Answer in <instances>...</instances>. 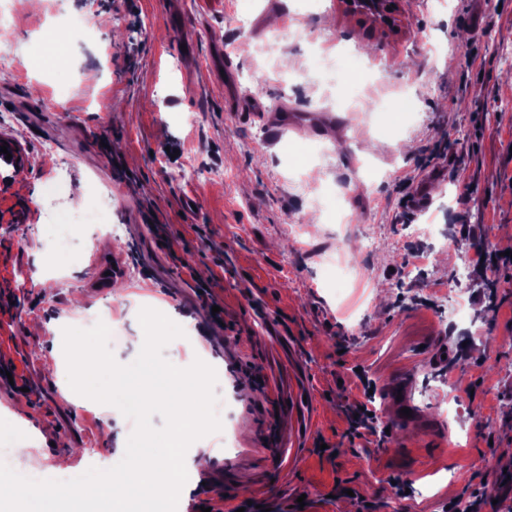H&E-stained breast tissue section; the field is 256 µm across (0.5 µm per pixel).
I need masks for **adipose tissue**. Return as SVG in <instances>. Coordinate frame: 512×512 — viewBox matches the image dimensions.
Masks as SVG:
<instances>
[{"label": "adipose tissue", "mask_w": 512, "mask_h": 512, "mask_svg": "<svg viewBox=\"0 0 512 512\" xmlns=\"http://www.w3.org/2000/svg\"><path fill=\"white\" fill-rule=\"evenodd\" d=\"M142 366L129 365L122 375L94 369L89 391L94 399L111 404L112 417L123 420L128 415L150 416L159 412L168 415L175 426H183L188 417L198 418L199 431L217 427L214 415L206 411L202 383L187 387L181 381L168 378L146 383ZM214 456L213 449H193L187 460H179L177 452L167 448H147L128 441L113 455L111 470L99 479L76 478L66 484L48 480L24 482L14 474L0 472V508L7 512H56L61 503L78 501L106 494L108 512L125 505L131 489L143 480H152L174 500L185 492V468L206 469Z\"/></svg>", "instance_id": "obj_1"}]
</instances>
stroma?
<instances>
[{
	"mask_svg": "<svg viewBox=\"0 0 512 512\" xmlns=\"http://www.w3.org/2000/svg\"><path fill=\"white\" fill-rule=\"evenodd\" d=\"M433 2L401 0L393 31L349 14L342 0H321L314 17L296 0H44L37 10L0 0L14 35L0 67V113H10L7 129L26 152L22 169L0 167V289L14 298L0 306V363L21 385L0 390V424L17 409L47 433L25 453L0 449L10 472L52 474L70 445L77 472L110 468L121 434L166 432L189 450L165 415L118 423L111 405L73 396L74 336L93 339L92 358L116 373L145 354L193 373L197 360L153 340L139 316L153 306L174 335L202 336L200 358L224 372L220 392L204 394L224 400V427L202 435L216 455L188 478L186 512L203 498L225 512L239 494L301 497L306 512H360L365 500L376 512H441L467 489L482 495L483 512H512V489L496 479L512 466V278L498 285L495 313L470 273L459 286L470 320L444 319L457 267L478 248H501L500 232L512 226V85L503 82L512 74V0H444L439 11ZM65 20L93 34L63 58L40 38ZM348 47L361 62L353 88L332 83L327 68ZM256 101L265 117L250 112ZM285 106L302 122L268 136V118ZM104 136L108 155L97 147ZM293 142L332 155L307 165L287 156ZM115 155L131 186L114 182ZM190 156L223 169V180L186 174ZM373 172L385 178L377 190ZM95 181L112 188L123 239L81 227ZM59 182L68 210L53 223ZM330 188L347 197L349 223H328L319 207ZM421 190L436 214L431 239L404 235L403 201ZM145 203L168 246L141 223ZM357 235L372 237L375 250L365 275L337 288L325 258ZM134 238L139 257L128 262ZM98 257L126 269L95 288ZM179 260L209 283L223 327L193 306ZM116 329L119 345L110 342ZM358 367L374 383L385 438L345 436L347 408L364 399ZM429 379L437 393L426 400ZM278 400L287 408L275 417ZM272 420L287 443L276 472L265 443ZM396 475L411 494L396 493ZM339 485L350 495L335 496Z\"/></svg>",
	"mask_w": 512,
	"mask_h": 512,
	"instance_id": "stroma-1",
	"label": "stroma"
}]
</instances>
